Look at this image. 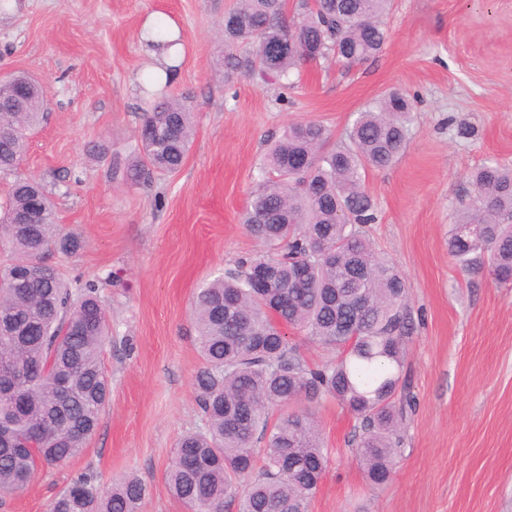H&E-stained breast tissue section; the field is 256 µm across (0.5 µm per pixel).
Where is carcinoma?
Returning <instances> with one entry per match:
<instances>
[{"label": "carcinoma", "mask_w": 512, "mask_h": 512, "mask_svg": "<svg viewBox=\"0 0 512 512\" xmlns=\"http://www.w3.org/2000/svg\"><path fill=\"white\" fill-rule=\"evenodd\" d=\"M391 0H236L224 25V79L289 80L304 64L336 58L350 68L377 56ZM287 39L295 50L270 57ZM21 75L0 78V173L23 156L27 132L43 113L41 90L17 102ZM412 105L390 92L358 113L348 143L331 144L318 122L288 126L270 148L265 176L243 217L264 251L198 289L192 318L204 360L194 378L202 429L182 435L164 472L187 512H308L330 462L314 408L336 399L355 419L357 457L366 480L387 483L402 446L406 341L413 330L407 285L367 238L375 223L363 188L367 169H386L404 153ZM194 138L188 97H170L143 113L140 155L123 170L132 184L183 166ZM305 163L303 172L295 168ZM475 194L460 210L448 253L466 272L512 277V167L488 161L471 173ZM30 210L37 224H20ZM79 240L62 231L35 179L10 188L0 209V497L24 491L36 472L79 455L111 395L103 363L110 335L98 283L74 290L54 266ZM272 271L256 288L258 270ZM301 329L332 359L307 365L281 331ZM264 441L265 446L256 447ZM147 491L137 476L99 487L71 480L48 512H138Z\"/></svg>", "instance_id": "obj_1"}]
</instances>
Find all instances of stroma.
<instances>
[{"mask_svg":"<svg viewBox=\"0 0 512 512\" xmlns=\"http://www.w3.org/2000/svg\"><path fill=\"white\" fill-rule=\"evenodd\" d=\"M236 0H6L0 77L25 72L46 87L45 117L28 132L15 178L37 177L58 224L80 249L46 254L71 287L98 281L111 342V401L77 457L38 471L0 512H47L69 480L134 474L139 512H186L163 474L176 441L202 427L193 380L202 364L190 316L207 280L260 247L242 226L269 146L296 121L343 142L359 112L391 89L412 103L408 144L394 166L367 170L377 223L366 230L409 288L414 329L403 374L415 406L391 480L366 483L354 419L335 400L316 417L331 452L309 512H512V287L463 272L448 229L474 194L470 171L512 166V0H393L388 39L351 68L328 58L294 86L225 81L220 35ZM157 24L183 39L175 77L157 94H186L196 133L182 168L130 185L158 64L141 33Z\"/></svg>","mask_w":512,"mask_h":512,"instance_id":"stroma-1","label":"stroma"}]
</instances>
